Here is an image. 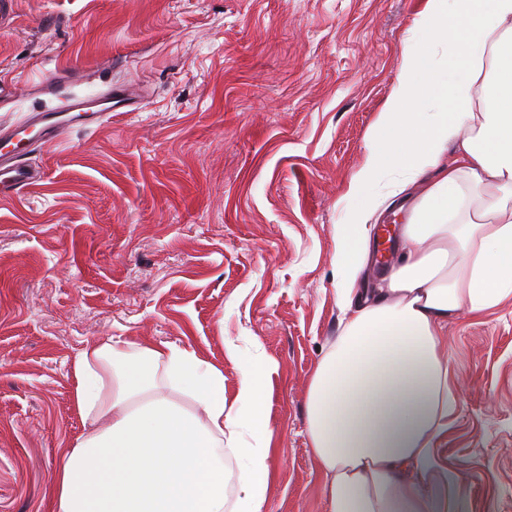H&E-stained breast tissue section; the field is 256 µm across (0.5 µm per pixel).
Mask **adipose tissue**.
Instances as JSON below:
<instances>
[{
  "mask_svg": "<svg viewBox=\"0 0 512 512\" xmlns=\"http://www.w3.org/2000/svg\"><path fill=\"white\" fill-rule=\"evenodd\" d=\"M414 28L334 229L347 317L307 406L327 512H461L438 452L456 404L442 338L460 312L512 302V0H426ZM394 206L400 251L362 293L367 227ZM225 355L230 402L190 348L85 341L68 376L86 431L50 477L51 512H262L269 368L232 340Z\"/></svg>",
  "mask_w": 512,
  "mask_h": 512,
  "instance_id": "1",
  "label": "adipose tissue"
}]
</instances>
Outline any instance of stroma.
I'll return each mask as SVG.
<instances>
[{"instance_id": "obj_1", "label": "stroma", "mask_w": 512, "mask_h": 512, "mask_svg": "<svg viewBox=\"0 0 512 512\" xmlns=\"http://www.w3.org/2000/svg\"><path fill=\"white\" fill-rule=\"evenodd\" d=\"M425 0H9L0 125L63 67L126 89L111 118L32 151L0 197V512H50L83 434L68 365L84 340L172 342L238 374L272 368L264 512H327L306 401L345 317L334 227ZM456 406L440 448L463 512H512V302L443 338Z\"/></svg>"}]
</instances>
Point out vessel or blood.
Instances as JSON below:
<instances>
[{"label":"vessel or blood","instance_id":"vessel-or-blood-1","mask_svg":"<svg viewBox=\"0 0 512 512\" xmlns=\"http://www.w3.org/2000/svg\"><path fill=\"white\" fill-rule=\"evenodd\" d=\"M38 92L44 101L24 121L0 129V191L19 194L40 181L41 175L26 156L37 147L60 140L73 123L93 126L112 112L121 89H82L74 68L42 80Z\"/></svg>","mask_w":512,"mask_h":512}]
</instances>
